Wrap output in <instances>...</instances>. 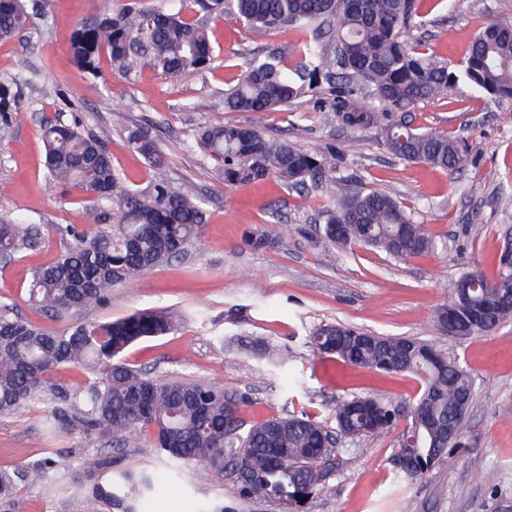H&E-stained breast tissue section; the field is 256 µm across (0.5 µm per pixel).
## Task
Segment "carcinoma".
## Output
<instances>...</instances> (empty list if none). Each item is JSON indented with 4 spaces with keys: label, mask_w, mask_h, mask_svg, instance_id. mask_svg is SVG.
Masks as SVG:
<instances>
[{
    "label": "carcinoma",
    "mask_w": 512,
    "mask_h": 512,
    "mask_svg": "<svg viewBox=\"0 0 512 512\" xmlns=\"http://www.w3.org/2000/svg\"><path fill=\"white\" fill-rule=\"evenodd\" d=\"M415 0H181L176 11L155 10L146 25L131 8H103L86 17L69 39L70 61L94 74L102 57L125 63L139 57L169 77L203 70L213 61L210 31L194 15L220 21L231 15L249 25L276 29L282 25L314 27L316 34L301 50V61L288 70L280 57L268 54L254 62L236 85L224 92V108L256 117L288 106L307 91L321 95L325 119L352 129L380 130L388 151L408 162L443 171L459 170L464 140L447 131H422L408 119L415 107L443 97L460 82L492 99L512 100V26L489 24L475 34L458 69L438 63L409 40ZM30 18L28 0H0V42L22 38ZM20 92L0 83V142L12 129L8 115L19 110ZM45 165L61 185H75L91 196L95 207L112 213V223L93 231L57 224L54 233L66 248L37 268L28 301L54 321L68 319L92 305L112 299V288L128 284L148 270L168 263L198 238L203 210L196 198L157 182L151 191L128 188L116 173L104 144L79 126L48 121L42 129ZM201 145L219 164L229 183L245 184L273 176L290 188L308 183L331 193L324 235L347 250L355 245L378 248L398 259L437 249L435 239L414 214L392 195L364 189L336 192V150L327 144L312 152L265 134L257 123H232L203 130ZM129 147L153 166L165 159L153 140L131 133ZM40 228L0 217V253L11 256L37 246ZM468 290L471 300L497 303L484 336L512 318V259L500 253L493 279L473 268L456 278L447 300L434 312V327L464 326L471 316L459 304ZM172 310H141L108 322H76L52 330L20 317L14 306L0 303V416L56 395L50 430L57 437L77 428L103 439L137 441L152 431L150 447L180 463L194 462L212 477L244 452L247 463L235 477L241 498L273 496L288 512H304L320 491L333 437L307 414L277 416L243 429L238 405L224 386L188 379H161L124 359L133 344L164 336L178 324ZM308 343L320 356L387 373H410L422 380L412 403L395 406L371 397L337 401V433L354 439L380 435L401 417L409 419L398 440L393 462L411 481L421 478L456 448L464 434L459 397L474 391L471 372L458 360L417 338L378 336L324 324ZM81 368L86 386L69 391L59 371ZM58 461L45 458L0 469V507L13 512L21 485L49 480ZM85 487L105 512H137V503L154 489L153 475L143 469L112 476V459L99 456L83 466Z\"/></svg>",
    "instance_id": "obj_1"
}]
</instances>
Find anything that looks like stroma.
<instances>
[{
	"mask_svg": "<svg viewBox=\"0 0 512 512\" xmlns=\"http://www.w3.org/2000/svg\"><path fill=\"white\" fill-rule=\"evenodd\" d=\"M42 0L27 36L0 43V82L19 81L13 136L0 142V214L40 225V244L0 262V302L39 325L49 322L26 301L33 271L53 261L63 242L54 224L93 229L104 223L88 195L54 184L44 165L41 125L80 122L112 155L126 186L149 191L159 181L203 201L199 238L178 259L112 290L108 305L80 315L109 321L135 310L180 312L176 331L132 346L127 360L168 379L222 384L239 400V416L253 425L306 412L334 427L333 409L345 397H373L395 405L419 395L417 377L318 358L307 340L320 325L341 323L380 336L417 337L456 356L475 377V395L463 438L449 459L423 479L396 473L391 455L398 431L365 439L337 438L324 488L307 512H512V319L485 336L458 339L435 330L433 313L447 285L473 266L497 272L504 231L512 226V100L495 101L458 84L441 99L419 103L414 126L464 136L463 170L444 172L399 160L377 129L353 131L324 122L310 93L264 115L272 137L316 151L336 147V177L343 190L381 189L416 211L444 250L396 260L372 248L340 250L326 243L320 189H288L269 178L248 185L224 183L217 164L198 145L200 128L249 124L247 112L224 108V92L254 57L273 53L295 65L310 29L247 26L228 17L213 27L215 60L202 72L158 75L140 61L103 59L98 78L68 61V38L102 2ZM419 24L410 31L436 61L459 67L471 36L487 23L512 25V0H417ZM123 122H116V114ZM152 138L165 157L150 166L127 146L129 131ZM287 364H280V355ZM51 401L0 417V467L52 457L49 481L23 486L17 512H99L83 487L86 457L111 456L115 470L152 468L157 476L153 512H284L280 503L237 496L231 477L205 478L197 466L174 467L150 447H114L77 429L50 431ZM492 470L495 484L479 478Z\"/></svg>",
	"mask_w": 512,
	"mask_h": 512,
	"instance_id": "1",
	"label": "stroma"
}]
</instances>
